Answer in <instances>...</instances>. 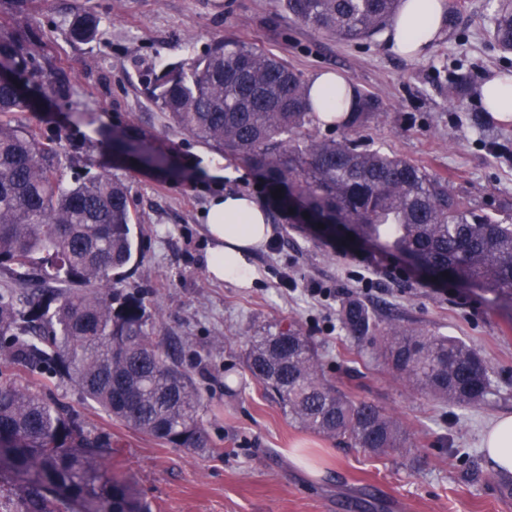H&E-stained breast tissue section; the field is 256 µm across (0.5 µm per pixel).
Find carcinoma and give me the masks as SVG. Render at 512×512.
<instances>
[{"label": "carcinoma", "mask_w": 512, "mask_h": 512, "mask_svg": "<svg viewBox=\"0 0 512 512\" xmlns=\"http://www.w3.org/2000/svg\"><path fill=\"white\" fill-rule=\"evenodd\" d=\"M296 21L339 40L369 39L394 19L400 0H278ZM99 19L76 15L70 34L92 39ZM491 44L512 52V0H499ZM39 54L20 35L0 30V60L15 76L0 79V268L22 286L30 269L58 284L18 316L13 294L0 293V463L25 478L13 512H152L131 483L105 461L112 436L93 433L54 401L17 387L3 370L22 366L74 381L84 397L141 434L197 453L211 450L202 397L178 359L147 331L145 300L117 284L139 254L130 189L106 172L67 184L54 140L15 122L31 111L18 82L41 71ZM144 83L170 123L259 173L283 204L296 203L328 226L347 224L376 249L409 254L416 264L468 288L512 299V224L448 191L439 178L404 158L370 149L350 131L376 116L377 101L356 95L335 125L339 139L318 138L307 82L275 55L217 41L189 63ZM124 154L139 141L108 134ZM351 335L372 328L367 309L350 301L340 313ZM385 365L433 401L467 410L485 402L488 371L479 353L450 336L406 333L393 324L371 337ZM245 371L299 427L377 456L412 453L401 421L350 397L329 381L316 346L300 329H276L249 340ZM493 480L512 499V471Z\"/></svg>", "instance_id": "carcinoma-1"}]
</instances>
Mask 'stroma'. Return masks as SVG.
I'll return each instance as SVG.
<instances>
[{"mask_svg": "<svg viewBox=\"0 0 512 512\" xmlns=\"http://www.w3.org/2000/svg\"><path fill=\"white\" fill-rule=\"evenodd\" d=\"M448 25L425 54L402 58L384 34L346 43L306 27L275 0H23L0 24L44 48L45 80H33L35 109L15 120L61 134L64 178L89 160L131 187L141 257L126 269L125 292L144 297L154 343L178 342L204 401L212 444L198 454L149 439L84 399L66 378L17 366L15 383L56 401L119 448L114 475L130 479L152 512H512L480 447L486 424L512 413V303L494 293L438 281L375 249L309 229L289 228L265 182L241 161L224 187L269 212L271 241L253 258L248 288L212 281L204 211L214 192L194 160L202 141L174 128L141 82L146 68L202 55L218 40L271 52L311 79L330 70L374 96L379 115L359 128L368 147L404 157L441 177L458 196L512 217V120L495 118L479 97L488 75L512 70L494 49L487 0H445ZM100 20L93 41L70 38L74 14ZM466 91L449 98L453 72ZM144 133L172 157L164 171L116 159L106 133ZM357 298L380 326L453 336L474 346L491 388L480 407L439 406L388 370L368 339L343 328L339 310ZM296 326L318 348L328 380L355 399L401 419L412 456L377 457L290 424L281 405L242 368L251 336Z\"/></svg>", "mask_w": 512, "mask_h": 512, "instance_id": "obj_1", "label": "stroma"}]
</instances>
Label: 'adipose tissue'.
<instances>
[{
	"mask_svg": "<svg viewBox=\"0 0 512 512\" xmlns=\"http://www.w3.org/2000/svg\"><path fill=\"white\" fill-rule=\"evenodd\" d=\"M445 24L444 0H403L387 28V44L396 54L419 57L443 33ZM308 86L312 107L321 120L347 112L353 103L352 82L337 73L319 72ZM205 221L211 240L209 276L243 287L251 285L252 255L271 234L267 209L248 194L228 191L210 198ZM481 446L492 462L512 469V414L496 416L487 424Z\"/></svg>",
	"mask_w": 512,
	"mask_h": 512,
	"instance_id": "1",
	"label": "adipose tissue"
}]
</instances>
